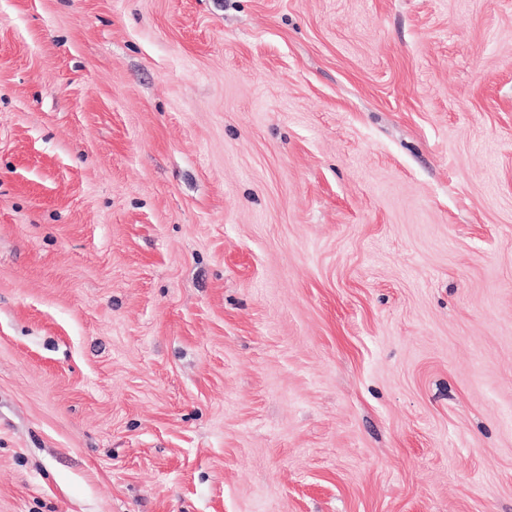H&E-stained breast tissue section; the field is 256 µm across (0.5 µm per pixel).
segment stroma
Instances as JSON below:
<instances>
[{
	"label": "stroma",
	"instance_id": "stroma-1",
	"mask_svg": "<svg viewBox=\"0 0 512 512\" xmlns=\"http://www.w3.org/2000/svg\"><path fill=\"white\" fill-rule=\"evenodd\" d=\"M0 512H512V0H0Z\"/></svg>",
	"mask_w": 512,
	"mask_h": 512
}]
</instances>
